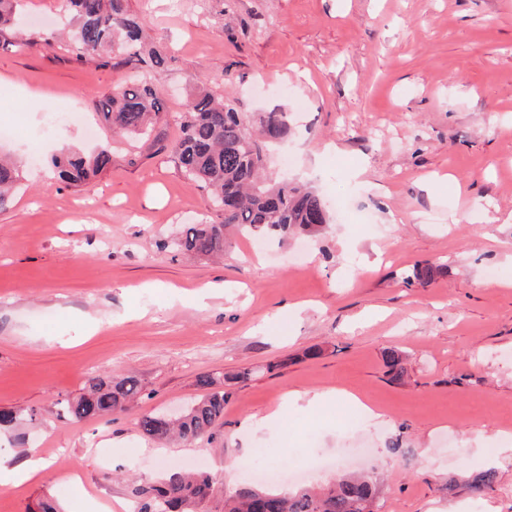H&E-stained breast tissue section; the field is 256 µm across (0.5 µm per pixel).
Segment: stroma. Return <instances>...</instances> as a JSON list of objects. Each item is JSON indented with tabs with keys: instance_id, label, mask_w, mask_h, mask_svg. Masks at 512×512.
I'll list each match as a JSON object with an SVG mask.
<instances>
[{
	"instance_id": "35a3bbf8",
	"label": "stroma",
	"mask_w": 512,
	"mask_h": 512,
	"mask_svg": "<svg viewBox=\"0 0 512 512\" xmlns=\"http://www.w3.org/2000/svg\"><path fill=\"white\" fill-rule=\"evenodd\" d=\"M128 7L172 56L147 141L114 134L93 105L140 61L60 40L63 0H22L26 33L0 37V155L22 172L0 210V410L39 413L0 431V456L33 450L46 464L0 494V512L51 501L132 512L133 489L174 469L211 474L204 510L224 512L258 448L272 449L284 489L372 472L380 512H512V451L501 450L512 430V0ZM199 80L245 114L287 112L269 170L322 197L319 238L238 235L220 259L168 248L185 225L221 219L172 151ZM51 105L79 122L47 128ZM104 145L112 165L93 182L55 177L52 155ZM419 264L432 281H408ZM492 269L505 278L488 279ZM390 350L405 357L403 379L388 371ZM243 369L224 386L213 440L139 435L141 415L200 398V376ZM117 372L141 387L128 410L58 416V399ZM329 389L317 408L285 403ZM298 448L317 459L301 482L290 476ZM478 468L495 472L480 498L467 483Z\"/></svg>"
}]
</instances>
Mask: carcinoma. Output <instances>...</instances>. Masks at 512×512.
I'll list each match as a JSON object with an SVG mask.
<instances>
[{
  "label": "carcinoma",
  "instance_id": "obj_1",
  "mask_svg": "<svg viewBox=\"0 0 512 512\" xmlns=\"http://www.w3.org/2000/svg\"><path fill=\"white\" fill-rule=\"evenodd\" d=\"M73 20L71 36L81 54L112 58L125 53L159 74L167 69L166 51L143 42L145 18L130 11L127 0H67ZM20 0H0V33L16 26ZM94 107L101 119L118 133L145 138L161 120L162 103L156 78L134 79L98 98ZM181 134L173 154L183 175L197 187L211 192L224 220L219 224H193L172 243L184 253L219 255L232 228L261 238L282 240L298 233L316 235L328 224L323 200L310 188L281 176L265 175L269 142L288 134V113L260 112L248 117L237 110L236 99H219L202 84L187 101ZM59 179L68 185L83 184L112 165V155L101 150L92 157L63 151L52 160ZM20 180L19 169L0 159V208L8 205L9 192ZM199 384L208 392L193 402L175 421L146 414L137 422L138 432L150 440L192 442L211 438L224 420V389L213 388L214 379L203 375ZM140 394L137 378L116 373L88 380L81 396L59 402V415L73 422L104 419L127 409ZM490 468L472 472L469 487L476 496L493 490ZM211 476L171 475L168 479L137 487L136 512H199L209 498ZM377 486L369 474L341 476L321 489L301 488L274 493L253 484L239 486L224 501V512H374Z\"/></svg>",
  "mask_w": 512,
  "mask_h": 512
}]
</instances>
